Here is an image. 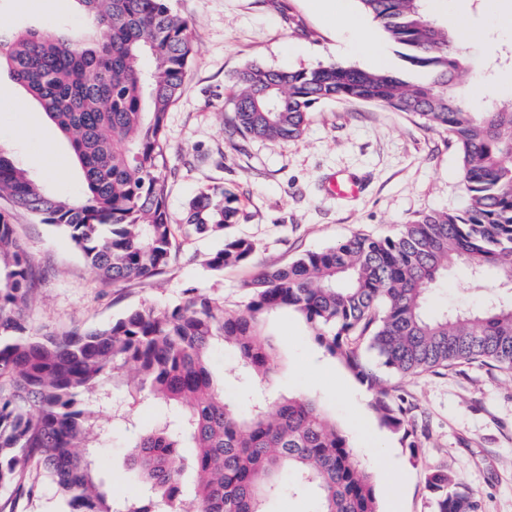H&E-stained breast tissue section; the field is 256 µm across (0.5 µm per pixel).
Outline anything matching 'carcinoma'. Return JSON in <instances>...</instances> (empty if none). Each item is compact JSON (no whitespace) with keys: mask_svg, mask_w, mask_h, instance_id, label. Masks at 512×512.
<instances>
[{"mask_svg":"<svg viewBox=\"0 0 512 512\" xmlns=\"http://www.w3.org/2000/svg\"><path fill=\"white\" fill-rule=\"evenodd\" d=\"M101 33L0 30V63L65 136L84 182L79 197L44 190L0 150V196L68 232L107 285L147 279L172 257L174 231L162 172L165 129L193 59L187 23L168 0H77ZM423 77L329 64L279 70L251 65L234 81L230 135L287 143L300 138L309 110L359 100L412 114L457 145L466 202L433 210L393 237L358 234L270 266L247 285L235 312L196 288L172 308L140 306L102 328L60 335L30 331L22 311L39 278L15 226L0 213V488L38 496L42 479L65 496L66 512H273L291 494L311 512H379L370 474L346 433L307 395L267 398L240 410L214 379L211 353L235 350L245 388L270 383L276 353L262 335L276 311L301 316L325 354L373 390L380 421L408 430L410 407L362 363L361 346L402 376L479 361L512 372V105L474 110L453 94L467 69L456 39L427 0H359ZM234 194L215 188L193 198L185 223L196 235L239 219ZM253 241L227 235L207 265L249 263ZM453 263L475 277L495 273L499 294L480 308L427 312ZM124 386L120 397L114 386ZM163 410L154 428L129 418L138 405ZM120 419L142 494L114 506L96 477L92 449L103 424ZM196 481L185 496L179 450ZM434 512H479L476 491L444 469L428 472Z\"/></svg>","mask_w":512,"mask_h":512,"instance_id":"obj_1","label":"carcinoma"}]
</instances>
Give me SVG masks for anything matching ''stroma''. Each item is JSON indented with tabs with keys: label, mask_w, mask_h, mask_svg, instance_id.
<instances>
[{
	"label": "stroma",
	"mask_w": 512,
	"mask_h": 512,
	"mask_svg": "<svg viewBox=\"0 0 512 512\" xmlns=\"http://www.w3.org/2000/svg\"><path fill=\"white\" fill-rule=\"evenodd\" d=\"M489 0H452L469 29L483 32L496 51L512 48V34L490 22ZM190 29L194 56L165 131L167 204L175 226V257L162 273L113 288L103 285L69 235L31 211L0 198V213L14 224L39 271V285L25 310L41 334L112 324L128 310L148 304H182L197 288L223 301L226 311L242 308L245 288L263 267L285 265L300 253L319 250L361 232L397 234L402 225L430 210L464 201L457 151L447 132L423 125L413 115L361 101L315 104L305 133L288 143L229 136L224 114L235 75L250 65L308 69L341 64L371 68L368 57L347 51L343 25L318 13L311 0H169ZM74 0H0V28L59 31L86 25ZM471 67L458 81L480 102L512 101V64L495 65L481 43L460 45ZM0 149L13 154L47 191L74 197L83 180L70 159L67 141L42 108L8 71H0ZM358 186L340 197L333 180ZM214 187L235 194L240 210L230 234L256 245L251 262L224 271L206 265L221 248L219 236L190 233L182 223L193 197ZM493 275L475 279L463 265L449 268L429 308H476L497 294ZM264 336L277 353L274 381L266 396L306 393L347 433L356 458L376 487L401 480L396 512H432L426 474L445 469L460 474L478 492L481 512H512V373L485 365L398 377L372 352L363 361L395 386L411 407L421 446L410 452L399 435L382 427L369 408L370 395L343 363L322 353L305 321L294 312L270 316ZM128 435L114 424L96 451L102 478L121 502L141 487L130 479ZM55 484L43 481L30 499L0 489V512H64Z\"/></svg>",
	"instance_id": "stroma-1"
}]
</instances>
